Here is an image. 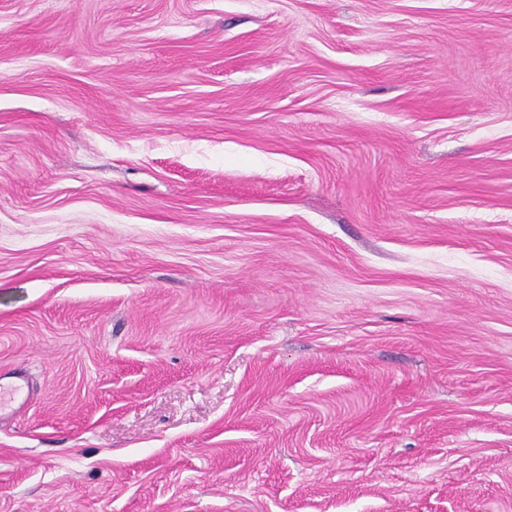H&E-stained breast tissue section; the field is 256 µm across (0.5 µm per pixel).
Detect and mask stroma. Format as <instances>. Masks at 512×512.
I'll use <instances>...</instances> for the list:
<instances>
[{"mask_svg": "<svg viewBox=\"0 0 512 512\" xmlns=\"http://www.w3.org/2000/svg\"><path fill=\"white\" fill-rule=\"evenodd\" d=\"M0 512H512V0H0Z\"/></svg>", "mask_w": 512, "mask_h": 512, "instance_id": "35a3bbf8", "label": "stroma"}]
</instances>
